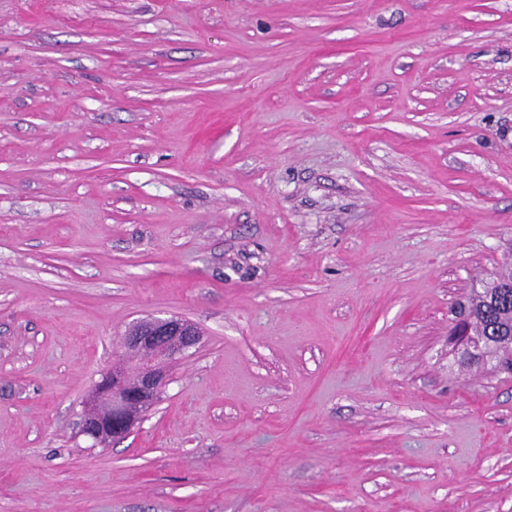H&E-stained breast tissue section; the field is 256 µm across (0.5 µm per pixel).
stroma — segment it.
Wrapping results in <instances>:
<instances>
[{
    "label": "stroma",
    "mask_w": 512,
    "mask_h": 512,
    "mask_svg": "<svg viewBox=\"0 0 512 512\" xmlns=\"http://www.w3.org/2000/svg\"><path fill=\"white\" fill-rule=\"evenodd\" d=\"M511 253L512 0H0V512H512V374L448 344ZM201 335L189 321L172 316L153 318L148 324L129 329L122 336V346L133 354L151 353V359L142 364L132 385L126 382L122 366L112 368L108 378L110 387L94 391L81 413V430L84 435L100 436L98 428L105 422L112 438L131 432L144 411L160 399L168 380V366L177 356L196 347ZM109 404L107 417L99 410V403ZM134 405L139 415H128L126 409ZM112 438L103 436L96 444L107 445Z\"/></svg>",
    "instance_id": "35a3bbf8"
}]
</instances>
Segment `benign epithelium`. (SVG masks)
Segmentation results:
<instances>
[{
    "label": "benign epithelium",
    "mask_w": 512,
    "mask_h": 512,
    "mask_svg": "<svg viewBox=\"0 0 512 512\" xmlns=\"http://www.w3.org/2000/svg\"><path fill=\"white\" fill-rule=\"evenodd\" d=\"M201 335L189 321L172 316L154 318L148 324L128 330L122 336V346L133 354H151L142 364L133 384L126 382L123 367L115 366L109 374L110 387L95 392L81 413V430L85 435H98L105 425L111 437L127 435L139 422L140 416L129 415L126 409L134 405L144 412L160 399L168 380V366L176 357L196 347ZM454 350L464 361L485 352V340L471 329L459 328L451 337Z\"/></svg>",
    "instance_id": "benign-epithelium-1"
}]
</instances>
